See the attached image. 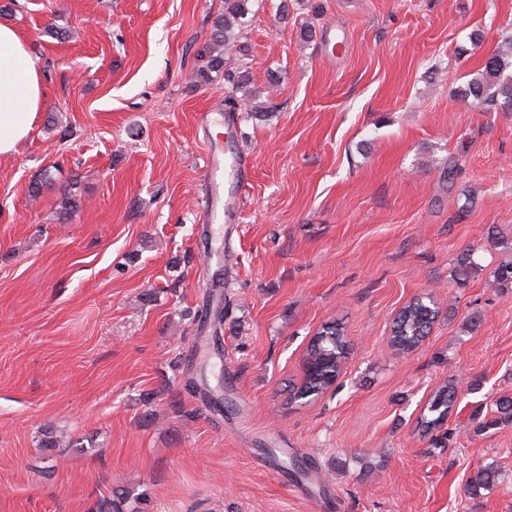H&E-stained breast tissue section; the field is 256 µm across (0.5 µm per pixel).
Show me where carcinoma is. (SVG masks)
I'll return each mask as SVG.
<instances>
[{"mask_svg":"<svg viewBox=\"0 0 512 512\" xmlns=\"http://www.w3.org/2000/svg\"><path fill=\"white\" fill-rule=\"evenodd\" d=\"M250 0H224V15L215 19L210 42L201 50L204 65L194 73L195 82L211 84L217 79L224 80V107L228 112H248L252 116H262L268 108H251L245 98L239 96L248 81V70L244 66L236 69L227 67L228 56L242 37L245 18L250 12ZM512 55V36L504 42L502 49L485 60V66L478 78L472 79L467 88L457 96V100L476 107H489L503 100L512 104V78L502 73L504 58ZM439 308L435 301L418 299L407 304L394 318L390 344L402 354L413 352L420 342L428 323L438 317ZM348 341L341 325L327 322L310 339L304 361L311 364L299 385L292 387L290 399L294 401L312 400L325 394L333 383V374L344 369L347 359ZM456 391L442 385L430 395L426 407L418 419L420 437L429 439L430 445L437 446L440 431L452 412ZM494 418L486 423L492 427L512 423V396H499L492 401ZM497 471L484 467L471 481L469 490L475 492L496 481ZM129 493L119 489L101 499L95 512H137L129 509Z\"/></svg>","mask_w":512,"mask_h":512,"instance_id":"cac0c4a2","label":"carcinoma"}]
</instances>
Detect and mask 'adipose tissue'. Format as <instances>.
<instances>
[{
  "mask_svg": "<svg viewBox=\"0 0 512 512\" xmlns=\"http://www.w3.org/2000/svg\"><path fill=\"white\" fill-rule=\"evenodd\" d=\"M43 103L36 59L15 28L0 22V156L19 152Z\"/></svg>",
  "mask_w": 512,
  "mask_h": 512,
  "instance_id": "1",
  "label": "adipose tissue"
}]
</instances>
